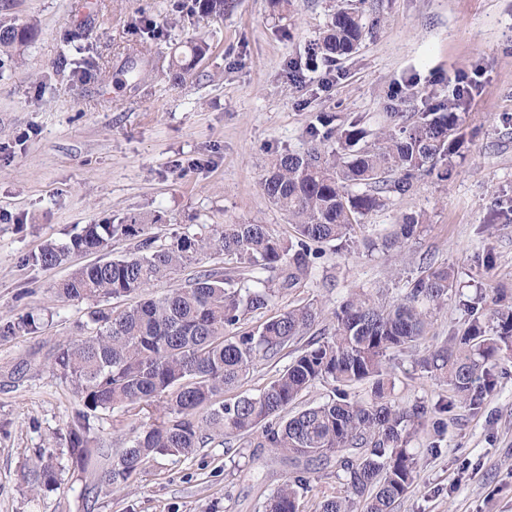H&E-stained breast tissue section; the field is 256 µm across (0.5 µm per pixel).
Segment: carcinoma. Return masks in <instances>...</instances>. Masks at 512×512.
<instances>
[{
	"label": "carcinoma",
	"mask_w": 512,
	"mask_h": 512,
	"mask_svg": "<svg viewBox=\"0 0 512 512\" xmlns=\"http://www.w3.org/2000/svg\"><path fill=\"white\" fill-rule=\"evenodd\" d=\"M195 2L203 16L221 15L230 7V0ZM365 34L362 13L340 7L314 43L312 55L326 60L347 56ZM33 36V28L0 17V55H21ZM208 50L204 42L187 45L170 56L169 71L182 79L190 63L204 58ZM462 104L461 94L441 101L399 132L352 153L326 154L313 145L304 152L275 154L262 186L295 226L291 241L274 237L262 224H226L210 237L184 233L155 247L148 230L158 218L139 213L112 224H89L68 245L45 243L35 261L54 266L72 253L102 251L114 239L144 235L143 254L83 265L71 273L56 286L57 296L65 300L142 294L154 282L200 263L211 252L254 273L248 281L237 282L213 270H200L161 297L144 298L119 311L98 307L91 312L95 331L60 347L52 362V370L72 383L84 407L67 432L71 464L82 468L93 453H104L91 447L88 414L121 409L137 416L159 400L160 422L133 428L128 446L101 475V484L114 494L139 475L153 455L188 457L209 440L247 437L260 428L262 441L257 447L268 449L291 469L266 501L265 512H394L412 485L416 467L407 443L428 409H404L390 402L387 356L425 335L433 310L447 305L452 269L428 266L390 305L353 294L334 312L332 331L312 337L270 386L256 396L226 402L224 392L239 386L257 361L275 357L308 334L320 310L314 302L303 301L252 330H231L246 312L266 307L275 287L301 284L319 258L318 246L345 238L388 195L407 193L416 174H430L441 164L440 175L448 176L450 158L460 147L455 132ZM336 136L346 149L357 145L365 132L352 121ZM421 223L419 215L403 217L389 244L412 237ZM276 270L278 284L263 276ZM463 306L470 317L468 328L435 347L420 365L448 386L454 400L471 406L494 384L489 364L502 352L512 351V301L500 292L491 308L476 301ZM33 327V321L23 319L0 330V338ZM328 381L342 386L368 381L370 398L354 400L340 390L325 401L291 410L304 392ZM333 460L344 495L305 510L302 491L310 483L311 469ZM60 472L50 457L35 471L33 481L50 488Z\"/></svg>",
	"instance_id": "1"
}]
</instances>
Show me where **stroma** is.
<instances>
[{"label": "stroma", "mask_w": 512, "mask_h": 512, "mask_svg": "<svg viewBox=\"0 0 512 512\" xmlns=\"http://www.w3.org/2000/svg\"><path fill=\"white\" fill-rule=\"evenodd\" d=\"M194 0H0V17L38 31L18 58L0 57V327L29 316L34 331L0 339V512H263L289 470L258 445L259 434L227 436L189 457L158 455L119 493L97 483L124 448L133 423L153 412L90 415L105 456L72 473L65 435L82 404L50 368L64 344L88 336L92 300L67 301L52 287L75 268L132 256L138 239L75 253L61 265L33 262L46 241L69 243L88 224L157 215L149 234L261 224L289 240L295 228L268 199L262 179L272 154L310 147V128L359 121L366 142L471 84L459 112L464 138L448 176H419L355 225L345 245H322L302 287L276 291L247 313L249 329L303 300L317 303V330L351 292L379 302L404 295L426 265L454 272L447 309L426 337L388 363L392 404L430 410L409 444L414 481L395 512H512V357L495 362V387L471 407L418 361L436 341L468 326L463 300L512 289V0H235L199 17ZM362 6L370 33L355 52L311 66L309 49L340 5ZM201 39L208 54L173 81L171 54ZM144 73L126 83L128 65ZM408 92L397 95L398 86ZM407 214L423 224L395 246L385 239ZM300 338L257 362L226 400L259 394L305 348ZM63 470L56 488L27 482L42 454Z\"/></svg>", "instance_id": "obj_1"}]
</instances>
